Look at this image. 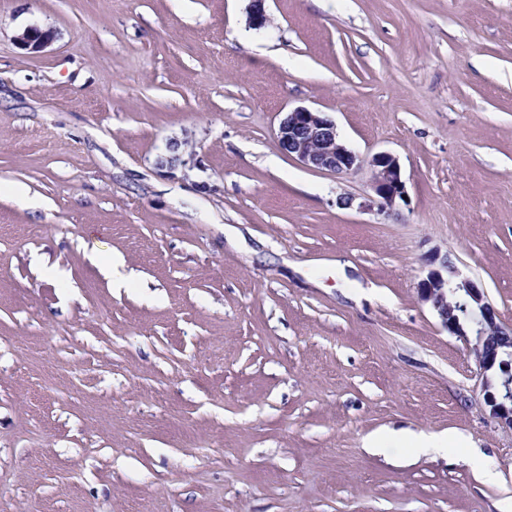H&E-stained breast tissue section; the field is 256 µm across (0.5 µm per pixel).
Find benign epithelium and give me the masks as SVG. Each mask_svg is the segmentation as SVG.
Returning <instances> with one entry per match:
<instances>
[{
  "label": "benign epithelium",
  "mask_w": 512,
  "mask_h": 512,
  "mask_svg": "<svg viewBox=\"0 0 512 512\" xmlns=\"http://www.w3.org/2000/svg\"><path fill=\"white\" fill-rule=\"evenodd\" d=\"M266 0H250L248 22L256 29L269 23ZM56 39L52 30L29 27L16 36L19 48L30 54L40 53ZM277 139L282 151L307 168L346 174L359 168L363 159L340 139L336 123L325 113L298 106L281 119ZM371 169L373 195L359 203L353 197L339 198L338 205L373 208L380 212L393 209L407 194L399 159L391 153L373 155ZM430 263L437 265L422 280L420 300L437 314L448 332L460 336H475L470 353L481 371L479 383L484 402L499 424L512 430V362L503 359L494 340L512 334L504 326L500 314L488 300L484 289L470 279H461L451 257L436 255Z\"/></svg>",
  "instance_id": "1"
}]
</instances>
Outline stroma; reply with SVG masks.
Returning a JSON list of instances; mask_svg holds the SVG:
<instances>
[{
	"instance_id": "35a3bbf8",
	"label": "stroma",
	"mask_w": 512,
	"mask_h": 512,
	"mask_svg": "<svg viewBox=\"0 0 512 512\" xmlns=\"http://www.w3.org/2000/svg\"><path fill=\"white\" fill-rule=\"evenodd\" d=\"M248 5L0 0V512H512L418 294L449 254L512 327V0ZM298 106L406 200L338 207L370 170L284 154ZM55 39L56 34L53 30L29 27L16 36V43L22 50L35 54L44 51ZM368 164L371 169V189L374 195L358 203L360 210L377 207L380 212L392 210L398 200L406 196V182L403 179L401 165L396 156L381 152L373 155Z\"/></svg>"
}]
</instances>
